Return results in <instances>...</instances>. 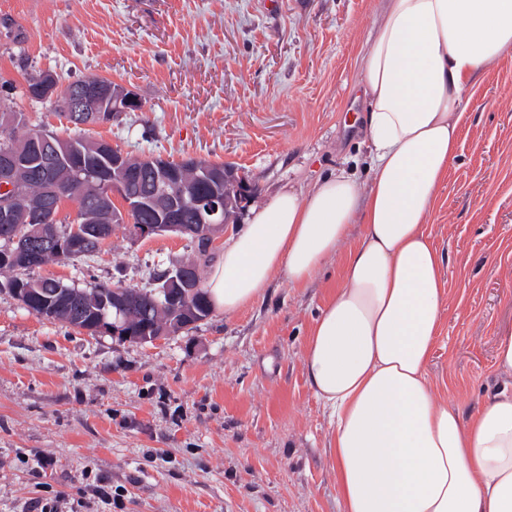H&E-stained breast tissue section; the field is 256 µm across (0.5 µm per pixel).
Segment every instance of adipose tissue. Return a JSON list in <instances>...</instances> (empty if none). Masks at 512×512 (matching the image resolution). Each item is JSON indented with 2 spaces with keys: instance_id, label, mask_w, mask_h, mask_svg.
Wrapping results in <instances>:
<instances>
[{
  "instance_id": "1",
  "label": "adipose tissue",
  "mask_w": 512,
  "mask_h": 512,
  "mask_svg": "<svg viewBox=\"0 0 512 512\" xmlns=\"http://www.w3.org/2000/svg\"><path fill=\"white\" fill-rule=\"evenodd\" d=\"M511 47L512 0H382L362 64L370 185L339 173L279 191L206 276L214 309L232 314L274 276L311 282L362 225L303 358L329 418L341 512H512V392L466 422L428 379L445 279L424 230L464 93Z\"/></svg>"
}]
</instances>
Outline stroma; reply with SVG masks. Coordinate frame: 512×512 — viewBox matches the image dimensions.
<instances>
[{
  "instance_id": "1",
  "label": "stroma",
  "mask_w": 512,
  "mask_h": 512,
  "mask_svg": "<svg viewBox=\"0 0 512 512\" xmlns=\"http://www.w3.org/2000/svg\"><path fill=\"white\" fill-rule=\"evenodd\" d=\"M381 0H0V99L68 135L27 80L97 75L136 112L90 128L138 156L227 163L255 205L339 172L370 183L361 65ZM469 118L425 226L445 260L429 367L470 419L502 382L512 328V49L471 89ZM184 236L132 240L117 224L93 258L33 270L79 290L151 288L192 261ZM344 254L307 286L275 276L241 311L153 343L92 336L30 313L0 269V512H340L327 416L303 354L343 277ZM494 363L498 371L512 375V331L498 336Z\"/></svg>"
}]
</instances>
